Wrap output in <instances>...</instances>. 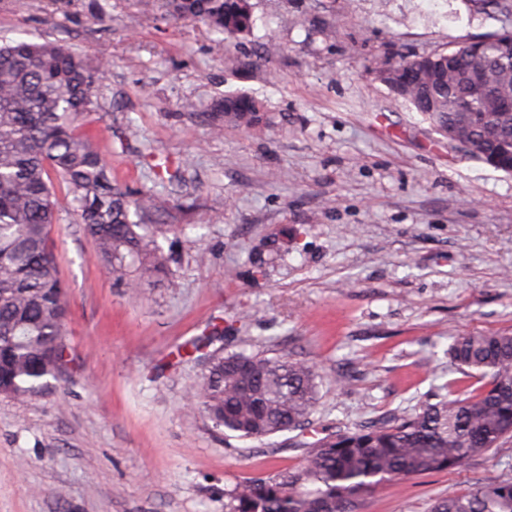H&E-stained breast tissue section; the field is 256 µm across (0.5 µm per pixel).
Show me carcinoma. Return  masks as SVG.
<instances>
[{"label":"carcinoma","instance_id":"carcinoma-1","mask_svg":"<svg viewBox=\"0 0 512 512\" xmlns=\"http://www.w3.org/2000/svg\"><path fill=\"white\" fill-rule=\"evenodd\" d=\"M252 0H166L175 19L204 22L212 32L247 37L255 28ZM480 55L449 49L419 57L420 82L404 60L378 80L421 113L436 132L470 119L481 149L475 161L512 173V114L492 112L495 101L475 95L471 78L492 61L498 96L512 98V30L486 35ZM93 66L60 42L13 40L0 45V395L25 401L68 378L66 285L51 245L57 199L66 190L84 234L107 272L122 281H151L167 270L159 231L142 223L168 209L150 192L136 196L112 183L107 163L83 120L100 108ZM216 131L224 122L252 127L262 105L226 93L207 113ZM224 339L215 326L193 343L204 374L189 390L188 407L215 430L261 439L301 426L314 412V368L284 356L241 349L211 351ZM448 359L463 377L456 397H440L419 411L303 442L308 463L267 477L235 482L224 512H355L378 488L397 478L455 469L473 456L512 443V333L453 337ZM482 384L472 387L470 378ZM432 512H512V481L476 484L436 501Z\"/></svg>","mask_w":512,"mask_h":512}]
</instances>
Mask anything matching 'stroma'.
Here are the masks:
<instances>
[{
	"instance_id": "35a3bbf8",
	"label": "stroma",
	"mask_w": 512,
	"mask_h": 512,
	"mask_svg": "<svg viewBox=\"0 0 512 512\" xmlns=\"http://www.w3.org/2000/svg\"><path fill=\"white\" fill-rule=\"evenodd\" d=\"M254 33L219 39L163 0H0V41L57 40L107 62L95 137L114 183L170 208L159 279L110 277L58 194L51 233L67 285L72 373L0 397V512H224L246 477L301 466L297 434L242 440L184 406L191 343L223 326L239 349L312 365L302 434L418 410L457 376L452 337L512 333V174L449 147L376 79L512 29L477 0H254ZM333 30V38L321 27ZM257 59L235 74L225 54ZM230 89L265 123L206 117ZM512 480V449L389 482L356 512H430L449 492Z\"/></svg>"
}]
</instances>
